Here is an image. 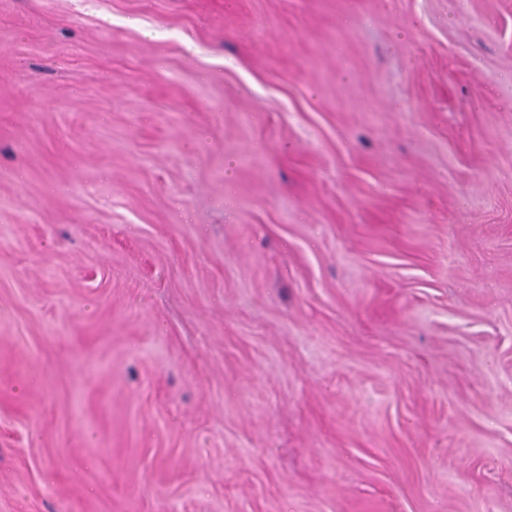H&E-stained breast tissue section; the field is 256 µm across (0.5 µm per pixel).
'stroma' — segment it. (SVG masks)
Instances as JSON below:
<instances>
[{"mask_svg": "<svg viewBox=\"0 0 512 512\" xmlns=\"http://www.w3.org/2000/svg\"><path fill=\"white\" fill-rule=\"evenodd\" d=\"M0 512H512V0H0Z\"/></svg>", "mask_w": 512, "mask_h": 512, "instance_id": "1", "label": "stroma"}]
</instances>
